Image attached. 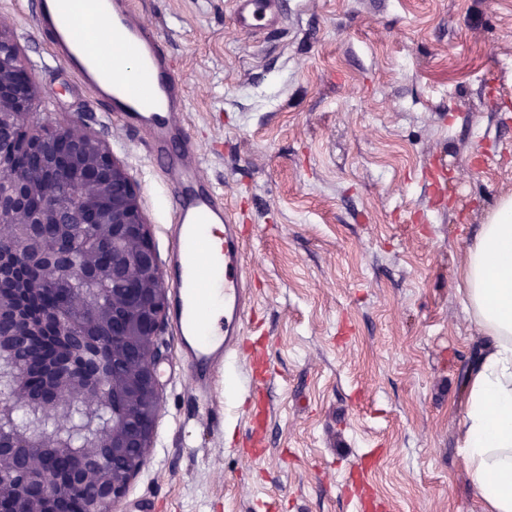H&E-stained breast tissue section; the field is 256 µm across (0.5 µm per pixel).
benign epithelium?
<instances>
[{"label":"benign epithelium","mask_w":512,"mask_h":512,"mask_svg":"<svg viewBox=\"0 0 512 512\" xmlns=\"http://www.w3.org/2000/svg\"><path fill=\"white\" fill-rule=\"evenodd\" d=\"M39 89L18 43L0 26V501L20 512H46L55 486L85 500V512H112L142 468L158 410L155 341L166 310V288L146 216L124 164L79 123L36 124ZM51 224L60 249L42 235ZM38 274L35 290L55 281L77 285L69 308H47L54 354L30 371L25 352L40 325L3 286L8 267ZM112 284L105 302L79 285ZM91 309L98 335L112 336V355L82 356L89 337L70 312ZM112 405V417L101 410ZM35 418L8 423L16 408ZM81 434L85 464L52 475L53 462L74 452L66 433ZM121 457L109 466L101 449ZM94 495L86 497V488Z\"/></svg>","instance_id":"benign-epithelium-1"}]
</instances>
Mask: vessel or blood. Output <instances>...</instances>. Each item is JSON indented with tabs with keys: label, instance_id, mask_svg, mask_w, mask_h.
Returning <instances> with one entry per match:
<instances>
[{
	"label": "vessel or blood",
	"instance_id": "b4317fda",
	"mask_svg": "<svg viewBox=\"0 0 512 512\" xmlns=\"http://www.w3.org/2000/svg\"><path fill=\"white\" fill-rule=\"evenodd\" d=\"M97 15L107 18L114 34L138 57L143 87L108 85L99 63L85 53L61 18V0H36V20L50 40L53 57L73 68L126 127L146 131L152 151L167 155L178 135V111L185 105L165 44L125 6L124 0H95ZM276 0H235L241 27L276 21ZM167 171L176 177L180 195L175 202L171 261L172 321L183 357L196 369L200 386L210 384L225 359L239 355L247 303L244 254L230 211L222 198L205 188L194 166L170 157ZM223 256L218 270H205L196 252Z\"/></svg>",
	"mask_w": 512,
	"mask_h": 512
}]
</instances>
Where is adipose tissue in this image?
<instances>
[{
	"label": "adipose tissue",
	"instance_id": "obj_1",
	"mask_svg": "<svg viewBox=\"0 0 512 512\" xmlns=\"http://www.w3.org/2000/svg\"><path fill=\"white\" fill-rule=\"evenodd\" d=\"M84 0H71L69 17L82 24L88 47L103 48L110 76L141 78L135 61L112 66L119 53L103 21L84 24ZM463 296L487 351L470 372L468 405L461 425L465 461L485 512H512V195L501 197L468 247L459 270Z\"/></svg>",
	"mask_w": 512,
	"mask_h": 512
}]
</instances>
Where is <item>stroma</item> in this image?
<instances>
[{
    "instance_id": "35a3bbf8",
    "label": "stroma",
    "mask_w": 512,
    "mask_h": 512,
    "mask_svg": "<svg viewBox=\"0 0 512 512\" xmlns=\"http://www.w3.org/2000/svg\"><path fill=\"white\" fill-rule=\"evenodd\" d=\"M166 43L203 181L245 239L247 349L268 367L253 456L246 361L202 396L170 322L146 462L116 512H484L464 465L465 380L487 344L459 269L512 194V0H283L246 33L232 0H129ZM0 23L41 91L126 167L161 271L174 182L38 33Z\"/></svg>"
}]
</instances>
